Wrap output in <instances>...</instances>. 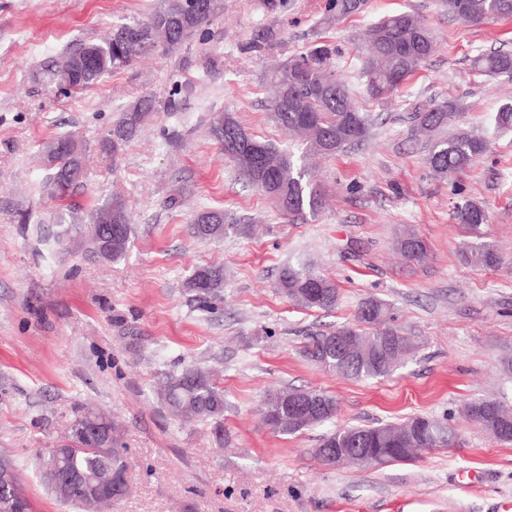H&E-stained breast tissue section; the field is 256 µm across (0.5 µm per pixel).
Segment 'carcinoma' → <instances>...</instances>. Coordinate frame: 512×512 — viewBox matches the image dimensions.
<instances>
[{
    "mask_svg": "<svg viewBox=\"0 0 512 512\" xmlns=\"http://www.w3.org/2000/svg\"><path fill=\"white\" fill-rule=\"evenodd\" d=\"M448 15L466 24H481L496 17L512 16V0H444ZM194 13L187 0H169L156 9L146 20H132L112 27L109 38L101 42H83L73 49L54 58L45 69L50 80L59 87L60 93L73 95L86 90L106 76L131 66L138 59L162 48L166 51L182 44L193 35L213 15ZM408 13L394 14L371 24L366 30V42L371 55L364 67L367 92L374 99H382L406 81L433 51L431 33H419L407 20ZM334 49L322 43L306 55L282 63L269 78L271 120L280 128L291 132H302L309 137L311 147L326 156H332L352 144L363 141L370 126L368 116L354 105L345 84L336 78L329 69V61ZM79 59L89 61L87 69L77 76L70 77L67 86H60L62 71L70 70ZM303 64L312 75L308 86L295 97L299 110L314 116V122L303 123L298 113L288 110V104L278 109L279 93L288 86V74ZM474 70L480 73L512 76V53L493 52L477 56L473 61ZM158 110V103L152 98L140 100L132 109L125 111L99 142L101 151L119 155L128 143L135 138L148 115ZM456 112L448 102L431 103L417 108L416 127L435 132L453 121ZM240 138H253L229 112L215 116L210 125L211 139L227 149L226 143L232 134ZM77 141L61 137L47 148L46 166L52 195L64 201L71 197L82 183H74L68 178L69 170L84 166V151L73 154L70 146ZM263 164L277 174L275 190L263 187L256 179L255 169L245 158L243 150L229 156L237 169L248 182L275 199L285 214L316 213L321 205V195L311 186L303 168L297 166L292 156L281 151L275 144L261 141ZM487 151L486 141L469 131L460 130L453 136L435 142L429 154V164L433 171L443 178L453 177L466 170L477 158ZM457 218L473 234L479 232L487 222L483 206L470 200L457 206ZM112 218V226L118 228L121 243L107 239L106 218ZM197 222L192 231L195 238L210 240L226 233L248 237L253 235L252 224H226L221 210H205L196 214ZM91 241L101 256L118 260L128 249L134 234L125 202L119 196H111L93 209L90 214ZM400 251L413 261L421 260L427 253L424 240L409 234L400 240ZM467 262L483 266L497 267L502 257L496 249L481 245L473 247L465 254ZM224 280L223 269L206 266L196 269L187 286L203 300L218 295ZM282 294L310 310L330 311L336 308L339 294L336 284L304 268L292 265L284 267L277 281ZM364 305L373 309L371 316L363 310L357 312L358 325H341L336 329L309 337L303 347L308 360L316 365L350 379H384L389 377L407 354L416 350L415 341L387 325V311L378 300H368ZM350 331L361 339L367 355L353 363L342 362L332 340L337 334ZM301 396L311 395L320 405V415L309 420L295 421L288 415V392L276 391L267 394L263 404V419L272 429L294 435L305 429L331 424L338 415L336 399L322 390L291 389ZM163 399L170 410L184 422L210 420L221 427L224 420V392L214 382L211 373L205 368L190 365L178 374L166 375ZM469 418L491 433L497 440L512 443V432L501 434L497 422L512 419V413L493 400H481L469 406ZM96 422L101 430H114L112 419L105 413L86 407L71 428L67 440L59 447L65 450L62 460L70 476H79L82 483L72 485L67 482L48 484L51 492L61 501L72 505L79 512H98L101 505L112 502L115 494H123L127 485L126 463L122 449L118 448L114 437L97 438L85 434L80 426ZM456 438L451 426L438 420L418 416L403 424H378L375 426L340 427L332 430L320 440L314 454L322 463L332 466L334 462L320 455L322 448H339L350 440L361 441L365 452L373 458V464L385 465L406 462L414 459L417 450L438 446L436 437L441 432ZM112 480V489L103 484Z\"/></svg>",
    "mask_w": 512,
    "mask_h": 512,
    "instance_id": "cac0c4a2",
    "label": "carcinoma"
}]
</instances>
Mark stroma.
<instances>
[{
	"label": "stroma",
	"instance_id": "stroma-1",
	"mask_svg": "<svg viewBox=\"0 0 512 512\" xmlns=\"http://www.w3.org/2000/svg\"><path fill=\"white\" fill-rule=\"evenodd\" d=\"M160 3L0 0V454L18 462L33 512H76L47 490L38 456L86 406L111 415L124 450L129 492L111 512H512V444L463 412L477 399L512 406V130L494 124L512 103V77L471 67L480 53H512V18L468 25L441 0H363L350 14L333 0H223L175 50L88 90L67 97L35 81L47 60ZM401 12L424 20L436 50L392 97L374 101L363 32ZM256 40L262 50L247 51ZM321 42L335 45L333 70L375 119L367 140L330 157L269 118L272 71ZM146 96L165 109L118 157L100 152L103 133ZM448 99L460 107L449 132L488 143L453 180L431 169V143L410 111ZM221 112L312 171L323 198L316 214L284 216L246 186L210 138ZM68 134L85 148V187L65 203L75 223L57 224L62 203L43 186L44 154ZM111 195L135 228L116 262L95 253L89 224ZM465 198L488 213L479 234L457 220ZM203 209L257 230L197 240L191 220ZM408 233L426 241L425 260L399 253ZM480 243L503 264H468L465 247ZM287 264L333 280L335 310L282 295ZM210 265L223 269L224 286L204 304L186 283ZM369 299L386 303L391 325L418 345L390 377L343 378L303 355L308 336L354 323ZM190 364L224 391L222 429L182 423L163 400L165 374ZM285 388L327 392L347 425L429 416L451 425L456 443L406 463L329 467L313 455L321 429L284 435L264 424L267 393Z\"/></svg>",
	"mask_w": 512,
	"mask_h": 512
}]
</instances>
